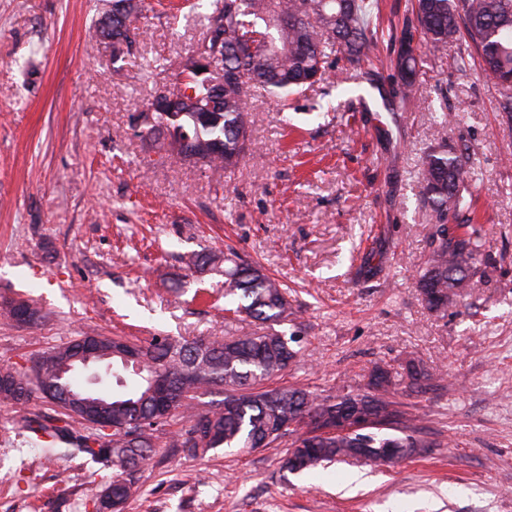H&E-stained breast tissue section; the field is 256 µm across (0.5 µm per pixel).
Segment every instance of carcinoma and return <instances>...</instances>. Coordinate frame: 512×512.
Returning a JSON list of instances; mask_svg holds the SVG:
<instances>
[{
	"mask_svg": "<svg viewBox=\"0 0 512 512\" xmlns=\"http://www.w3.org/2000/svg\"><path fill=\"white\" fill-rule=\"evenodd\" d=\"M204 19L202 37L192 52L208 56L215 50L214 35L223 37L224 77L228 81L215 93L212 74L199 75L182 62L170 85L153 97L140 114L146 132L164 130L169 146L185 159L201 162L215 170L238 167L250 154V101L266 94L279 102L301 94L324 80L336 62L366 63L378 43L373 19L376 0H220ZM143 0H112L96 28L99 38L112 42V61L134 54L142 38ZM412 19L395 37L398 43L417 37L415 45L399 52L393 98L409 103L414 98L418 78L419 52L437 55L451 44L465 41L480 57L482 74L504 91L500 111L512 123V0H411ZM259 44L252 52L247 42ZM179 98L177 111L154 109L164 95ZM424 205L430 211L434 231L430 252L421 269L418 287L428 309L441 312L456 298L466 297L477 286L479 241L449 233L448 217H457L470 205V187L475 171L463 152L446 146L433 148L421 158ZM224 296L237 300L226 309L262 322L288 320L290 303L282 285L261 267L224 256ZM0 311L13 321L20 314L30 323L41 319L31 300H5ZM103 351L94 364L100 382L109 379L125 387L123 372L129 370L107 349L119 343L110 336L96 335ZM296 338L276 330L230 339L215 337H155L149 343L133 345L142 357L143 369L132 371L133 387L122 394L105 392L102 408L114 424L143 419L138 441L127 433L101 429L75 435L70 424L48 426L37 419L27 427L46 433L55 442L71 444L93 461L106 456L112 461V477L106 490L112 512H121L136 492L138 473L164 434L169 416L157 413L156 397L148 395L149 378L157 371L171 376L174 390L184 394L174 415L185 422L184 431L171 437L168 446L192 456H203L217 448L266 447L277 439L292 437L284 468L292 473L311 471L333 462L346 461L358 448H430L419 437L412 419L385 399L393 385L385 374L386 386H370L365 393L339 391L319 397L302 388L266 389L264 382L277 376L297 358L292 347ZM75 342L41 355V380L35 382L23 367L0 368V392L11 400L29 404L45 399L59 408H68L67 397L85 386L80 372L61 374L57 366L75 356ZM408 386L421 388L432 379L427 369L411 365ZM215 387L225 390L224 399L208 405L198 403V394ZM370 405L383 419L388 432L322 434L326 424L344 417L351 401ZM285 431H280L283 425Z\"/></svg>",
	"mask_w": 512,
	"mask_h": 512,
	"instance_id": "1",
	"label": "carcinoma"
}]
</instances>
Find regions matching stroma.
<instances>
[{
    "label": "stroma",
    "mask_w": 512,
    "mask_h": 512,
    "mask_svg": "<svg viewBox=\"0 0 512 512\" xmlns=\"http://www.w3.org/2000/svg\"><path fill=\"white\" fill-rule=\"evenodd\" d=\"M102 7L0 0V300L32 299L42 314L34 325L0 315V366L87 332L137 343L262 331L225 313L223 261L188 265L231 249L288 290L294 314L279 330L299 355L275 385L327 396L365 389L375 367L420 363L435 380L388 398L431 445L295 474L282 467L286 437L203 457L160 446L123 512H512V125L476 55L461 42L421 54L416 107L387 104L388 38L408 0H379L371 64L330 72L284 107L253 98L262 157L218 177L136 125L199 18L150 15L137 56L116 62L91 41ZM440 145L479 176L483 272L443 313L417 287L433 231L420 159ZM35 416L59 414L0 400V512H97L111 467L81 454L44 465L26 427Z\"/></svg>",
    "instance_id": "stroma-1"
}]
</instances>
